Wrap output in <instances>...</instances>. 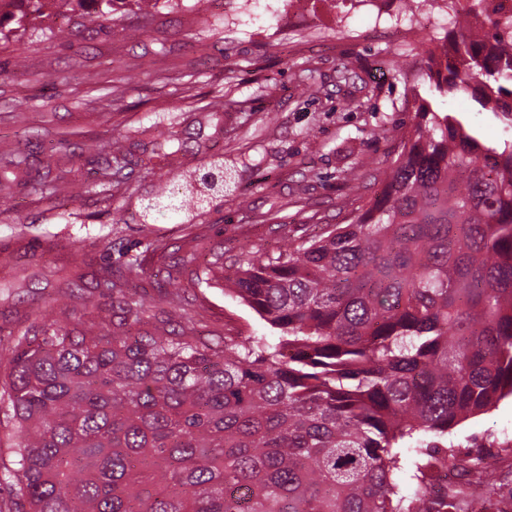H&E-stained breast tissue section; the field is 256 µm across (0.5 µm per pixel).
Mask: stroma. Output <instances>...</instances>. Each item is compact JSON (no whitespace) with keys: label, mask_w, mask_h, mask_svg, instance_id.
<instances>
[{"label":"stroma","mask_w":512,"mask_h":512,"mask_svg":"<svg viewBox=\"0 0 512 512\" xmlns=\"http://www.w3.org/2000/svg\"><path fill=\"white\" fill-rule=\"evenodd\" d=\"M450 28L446 8L425 0L408 15L357 0H157L103 25L73 28L68 41L27 31L0 44V157L23 150L40 168L67 161L71 176L53 196L11 184L0 212V338L23 332L35 311L61 323L107 267L119 268L149 243L196 251L174 276L148 267L142 287L154 313L187 304L197 336L276 339L225 282L238 260L299 245L327 224H344L377 196L414 123L427 48ZM489 147L512 130L472 97L442 98ZM172 134L182 150L165 158L151 136ZM122 145L135 171L99 184L87 144ZM231 172L224 193L194 219L166 212L143 222L142 200L158 177L193 174L212 161ZM82 276L67 307L59 270ZM483 456L484 478L448 467L465 495L512 490V397L462 421L448 437Z\"/></svg>","instance_id":"1"}]
</instances>
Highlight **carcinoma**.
Returning a JSON list of instances; mask_svg holds the SVG:
<instances>
[{"label":"carcinoma","instance_id":"obj_1","mask_svg":"<svg viewBox=\"0 0 512 512\" xmlns=\"http://www.w3.org/2000/svg\"><path fill=\"white\" fill-rule=\"evenodd\" d=\"M153 2L12 0L0 39L48 11L110 23ZM451 9L428 92L469 95L511 125L512 16L483 0ZM417 101L373 201L227 278L277 341L189 336L185 308L147 329L132 288L146 261L196 262L167 243L103 270L112 317L96 305L68 324L37 316L10 341L0 427L25 512H512V494L478 508L433 491L450 463L482 469L446 450L450 430L512 396V142L488 147ZM114 161L98 152L102 178ZM27 176L24 160L0 162V185ZM153 200L148 216L199 206L165 188ZM411 449L406 493L393 475Z\"/></svg>","mask_w":512,"mask_h":512}]
</instances>
